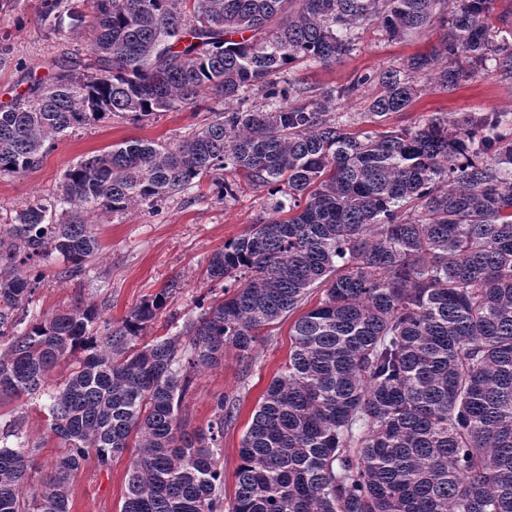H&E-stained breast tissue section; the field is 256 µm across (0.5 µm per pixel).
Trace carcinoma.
<instances>
[{
  "instance_id": "carcinoma-1",
  "label": "carcinoma",
  "mask_w": 512,
  "mask_h": 512,
  "mask_svg": "<svg viewBox=\"0 0 512 512\" xmlns=\"http://www.w3.org/2000/svg\"><path fill=\"white\" fill-rule=\"evenodd\" d=\"M65 34L82 0H41ZM94 0L81 68L65 57L49 78L0 107V176L29 170L76 127L224 105L176 146L132 139L69 167L46 223L36 201L0 224V402L47 395L49 437L63 446L29 495L43 443L13 447L0 428V512H71V485L90 456L134 449L120 512H512V132L496 112L382 133L328 117L338 98L377 88L376 119L427 91H452L495 59L512 79L508 18L495 0ZM393 37L435 24L445 36L402 65L364 73L337 96H312L285 73L298 61L347 56L355 31ZM261 95L259 107L244 93ZM245 182L282 193L251 233L224 243L207 278L234 290L200 301L196 319L138 344L168 306L162 292L114 325L95 305L28 319L56 253L80 273L99 251L77 213L154 210L205 177L221 199ZM316 284L324 297L297 318L288 363L245 432L236 492L224 504V398L189 434L181 403L201 368L292 314ZM63 363L71 372L49 384Z\"/></svg>"
}]
</instances>
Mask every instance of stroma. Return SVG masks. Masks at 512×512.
<instances>
[{
    "instance_id": "stroma-1",
    "label": "stroma",
    "mask_w": 512,
    "mask_h": 512,
    "mask_svg": "<svg viewBox=\"0 0 512 512\" xmlns=\"http://www.w3.org/2000/svg\"><path fill=\"white\" fill-rule=\"evenodd\" d=\"M41 0H14L0 5V104L11 102L27 84V65H37L39 76H47L54 61L76 53L87 57L89 28L73 29L68 37L52 34L41 19ZM443 28L402 39H392L378 26L359 31L354 50L341 61L321 65L303 62L287 73L290 80L306 83L316 92L338 90L369 71L394 67L442 38ZM419 83L428 90L404 112L389 116L385 123L373 122L368 114L371 88H360L352 96L337 100L334 116L351 132L378 128L410 127L427 116L447 113L457 120L478 112H498L512 121V83L504 80L495 62H487L453 92L431 87L429 76ZM213 99L204 97L197 105L165 112L146 121L120 115L104 122L77 128L57 138L32 169L0 176V224L11 223L17 213L34 201L52 203L60 193L65 170L81 160L111 150L129 139L175 144L190 137L213 118ZM267 189H244L237 197L219 199L210 178L163 202L159 211L147 206L123 212L95 211L87 214L94 224L99 252L75 277L63 275L64 262L51 255L44 263L46 277L36 292L34 313L53 312L83 301L102 306L106 317L121 321L144 299L168 292L169 312L148 326L141 337L153 339L175 334L187 320L199 314L197 303L207 296L211 283L206 269L211 257L223 250L226 241L246 234L252 224L273 205ZM294 316H287L261 331L252 358L242 362L237 351L227 350L224 365L201 370L193 378L179 413L190 431L206 428L218 399L233 407V416L224 424V498L233 500L235 469L242 438L271 380L288 361ZM47 399L25 396L0 402V427L10 422L20 425V443L45 441L37 458L30 483L40 486L60 452L56 440L47 439L49 423ZM131 452L115 456L107 465L89 459L75 477L72 512H120L127 491Z\"/></svg>"
}]
</instances>
